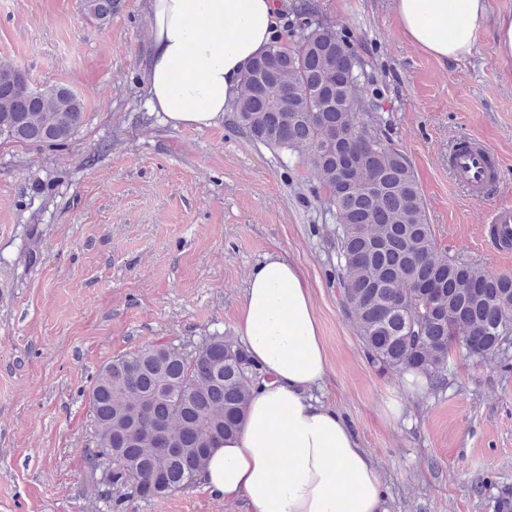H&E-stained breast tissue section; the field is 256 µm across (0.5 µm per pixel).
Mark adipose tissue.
I'll return each mask as SVG.
<instances>
[{
  "label": "adipose tissue",
  "mask_w": 512,
  "mask_h": 512,
  "mask_svg": "<svg viewBox=\"0 0 512 512\" xmlns=\"http://www.w3.org/2000/svg\"><path fill=\"white\" fill-rule=\"evenodd\" d=\"M403 35L441 62L471 56L495 30L501 79L512 80V9L490 0H391ZM151 111L173 127L217 126L242 74L274 41L279 0H147ZM238 331L266 376L240 434L214 450L201 486L251 512H391L380 472L335 408L315 398L328 356L313 293L295 262L250 270Z\"/></svg>",
  "instance_id": "adipose-tissue-1"
}]
</instances>
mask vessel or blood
<instances>
[{"mask_svg":"<svg viewBox=\"0 0 512 512\" xmlns=\"http://www.w3.org/2000/svg\"><path fill=\"white\" fill-rule=\"evenodd\" d=\"M504 160L480 136H460L448 151V170L467 197L486 207L487 242L502 256L512 254V202L498 199Z\"/></svg>","mask_w":512,"mask_h":512,"instance_id":"vessel-or-blood-1","label":"vessel or blood"}]
</instances>
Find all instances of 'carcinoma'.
Returning a JSON list of instances; mask_svg holds the SVG:
<instances>
[{
    "mask_svg": "<svg viewBox=\"0 0 512 512\" xmlns=\"http://www.w3.org/2000/svg\"><path fill=\"white\" fill-rule=\"evenodd\" d=\"M106 26L117 0H82ZM273 42L241 78L233 122L250 139L305 158L325 211L330 277L375 372L448 380L456 348L512 371V275L448 255L429 224L414 172L369 128V88L352 41L310 24ZM84 121V97L66 86L0 84V136L39 151L69 146ZM264 375L246 346L206 336L191 351L156 344L101 366L89 391L87 427L96 450L84 480L106 512L196 486L212 451L241 429Z\"/></svg>",
    "mask_w": 512,
    "mask_h": 512,
    "instance_id": "carcinoma-1",
    "label": "carcinoma"
}]
</instances>
